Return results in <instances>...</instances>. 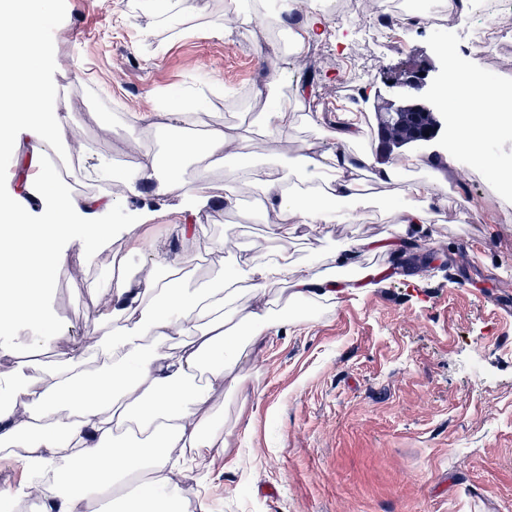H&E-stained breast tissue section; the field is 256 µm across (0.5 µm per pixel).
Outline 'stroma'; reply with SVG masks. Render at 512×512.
Wrapping results in <instances>:
<instances>
[{
  "mask_svg": "<svg viewBox=\"0 0 512 512\" xmlns=\"http://www.w3.org/2000/svg\"><path fill=\"white\" fill-rule=\"evenodd\" d=\"M228 2L171 0L166 21L144 0H55L40 37L39 63L56 87L44 107L69 113L82 134V152L71 155L67 169L81 195L112 187L109 176H93L92 165L128 173L144 151L161 152L153 126L165 102L199 104L205 124L190 128L191 136L208 125L239 129L264 104L256 91L266 83L267 65L275 64L289 87L300 81L306 60L317 75L296 106L315 120L288 133L287 156L330 142L336 110L359 112L366 132L350 151L369 153L367 173L417 152L427 158L420 176L440 169L446 185L425 234L435 244L432 266H403L398 254L363 258L362 266L392 271L336 308L294 312L276 335L261 338L241 368L247 398L216 390L230 446L226 460L206 472L212 512H512V194L501 192L496 177L472 170L446 137L422 148L385 144L373 116L406 62L440 64L435 37L424 25L396 24L395 34L373 47L365 75L347 60L357 30L329 17L328 38L312 42L302 60L275 53L271 30H258L273 51L265 62L240 48L246 31L217 36ZM483 24L466 14L448 36L466 69L491 66L474 44ZM449 153L456 168L444 164ZM31 154L21 134L0 146V202L36 224L40 203L22 189V163ZM461 197L477 217L461 215ZM185 202L180 191L159 197L141 188L105 215L114 233L95 252L83 247L86 225H69L59 241L62 261L47 273L40 295L42 321L0 327V343L15 352L0 358V388L21 367L50 382L62 353L93 330L112 301L113 253L137 279L147 271L148 243L168 242L169 256L185 260L182 287L209 288L230 255H201L176 237L167 214ZM212 211L200 207L210 237L265 248L274 214L246 223L227 211L216 223ZM147 212L156 218L145 224ZM363 215L362 223L327 225L292 247L328 269L339 246L394 234L379 208ZM136 223L140 238L122 233Z\"/></svg>",
  "mask_w": 512,
  "mask_h": 512,
  "instance_id": "obj_1",
  "label": "stroma"
}]
</instances>
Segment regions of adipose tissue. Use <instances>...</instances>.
I'll list each match as a JSON object with an SVG mask.
<instances>
[{"label":"adipose tissue","mask_w":512,"mask_h":512,"mask_svg":"<svg viewBox=\"0 0 512 512\" xmlns=\"http://www.w3.org/2000/svg\"><path fill=\"white\" fill-rule=\"evenodd\" d=\"M304 2L302 19L291 31V53L302 55L310 41L325 38L317 0H283L286 11ZM0 38V136L14 130L16 94L23 82L35 80L38 91L25 111L23 131L39 152L54 150L71 136L69 117L43 107L51 93L38 63L36 38L25 50L8 48ZM265 108L253 115V134H235L220 127L203 135L205 155L227 163L240 162L236 177L224 185V206L240 209L246 197L277 214L268 228L269 246L261 253L235 257L217 288L183 289L175 273L179 259H160L165 274L149 271L140 279L119 276L116 304L108 323L98 324L96 345L103 355V373L91 375L82 365L83 350L67 353L53 381L42 385L18 374L0 391V448L23 449L24 478L0 502L32 500L35 512H96L105 489L124 485L135 474L146 484L132 496L113 499L112 512H182L184 484L195 477V459L225 447L224 418L213 401L215 387L240 393L238 369L247 348L280 325L264 299L268 284L286 283L294 301L329 307L363 288L373 287L380 270H363L348 284L321 273L316 263L299 266L286 243L300 227L353 223V212L376 205L364 194L359 178L363 156L339 150L332 154L303 149L295 176L283 171L282 158L251 160L253 136L271 142L294 128L295 111L283 102L280 86L266 87ZM193 153L186 140L170 142L169 165L151 152L142 153L137 171L119 178L118 191L101 197L47 198L42 221L23 224L0 219V321H38L39 295L46 272L58 264V241L67 220L118 209L139 185L155 194L181 190L177 170ZM424 162L415 155L398 159L379 173V180L401 178L400 198L390 209L398 241L363 238L339 249L340 267L356 265L361 255L399 252L402 244L425 233L435 218L437 201L429 180L417 176ZM258 303H240L241 290Z\"/></svg>","instance_id":"adipose-tissue-1"}]
</instances>
